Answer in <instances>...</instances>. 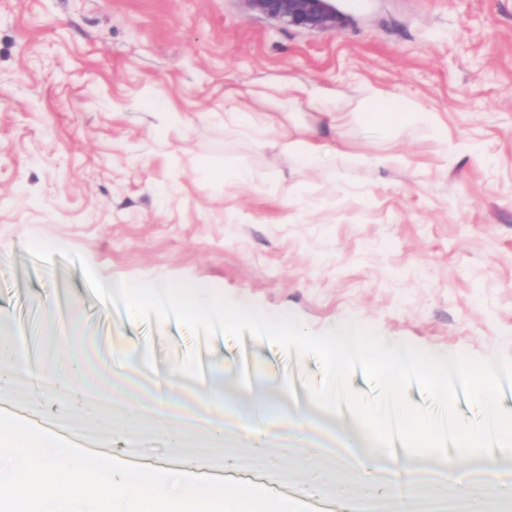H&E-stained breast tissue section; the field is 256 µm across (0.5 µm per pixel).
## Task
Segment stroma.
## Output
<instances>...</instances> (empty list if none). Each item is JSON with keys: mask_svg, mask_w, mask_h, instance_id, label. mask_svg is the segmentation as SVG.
I'll use <instances>...</instances> for the list:
<instances>
[{"mask_svg": "<svg viewBox=\"0 0 512 512\" xmlns=\"http://www.w3.org/2000/svg\"><path fill=\"white\" fill-rule=\"evenodd\" d=\"M334 5L335 27L307 30L246 0H0V328L21 340L36 318L58 350L79 329L107 377L113 343L146 352L149 367L125 377L202 408L265 399L354 470L359 450L315 430L314 359L249 337L204 347L175 322L106 314L79 265L25 250L65 248L106 282L213 289L315 333L352 321L437 355L512 359V0ZM385 99L409 103L414 122L356 118L345 155L313 167L280 146L325 112ZM236 109L262 135L231 121ZM64 398L20 379L5 408L100 453L198 472L157 426L140 436L83 404L63 412ZM210 460L211 476L301 484L291 463L277 476L258 459Z\"/></svg>", "mask_w": 512, "mask_h": 512, "instance_id": "1", "label": "stroma"}]
</instances>
